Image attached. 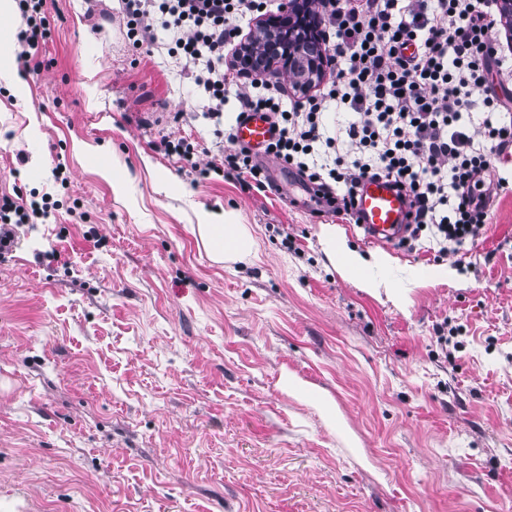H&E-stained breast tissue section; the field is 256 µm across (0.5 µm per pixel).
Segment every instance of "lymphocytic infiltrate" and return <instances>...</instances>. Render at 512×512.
<instances>
[{"instance_id":"f902f5d3","label":"lymphocytic infiltrate","mask_w":512,"mask_h":512,"mask_svg":"<svg viewBox=\"0 0 512 512\" xmlns=\"http://www.w3.org/2000/svg\"><path fill=\"white\" fill-rule=\"evenodd\" d=\"M496 0H308L324 21L318 46L326 60L341 59L316 93L285 107L278 89L255 81L232 85L222 70L224 50L242 26L277 8V0H121L134 48L152 47L154 27L168 35L170 56L201 63L194 80L208 109L222 114L235 94L244 112L267 113L278 131L265 147L273 160L298 172L303 184L336 216L353 219L357 189L366 176L388 178L410 206L409 249L461 253L489 224L496 196L512 183L495 159L512 147V100L494 83L512 81V61L501 51ZM25 26L17 35L24 63L41 69L35 49L46 43V0H17ZM350 119L336 135L324 133L329 103ZM330 163L308 164L316 147ZM224 174L242 187L267 191L266 167L248 148L219 153L199 176ZM49 204L0 197V255L12 251L16 228L46 220Z\"/></svg>"}]
</instances>
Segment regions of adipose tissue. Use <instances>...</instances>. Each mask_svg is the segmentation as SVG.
<instances>
[{
    "label": "adipose tissue",
    "mask_w": 512,
    "mask_h": 512,
    "mask_svg": "<svg viewBox=\"0 0 512 512\" xmlns=\"http://www.w3.org/2000/svg\"><path fill=\"white\" fill-rule=\"evenodd\" d=\"M200 239L213 260L243 259L253 254L254 238L246 225L240 224L232 213L210 217L199 224Z\"/></svg>",
    "instance_id": "obj_1"
}]
</instances>
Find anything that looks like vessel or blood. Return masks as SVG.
I'll list each match as a JSON object with an SVG mask.
<instances>
[{"label": "vessel or blood", "mask_w": 512, "mask_h": 512, "mask_svg": "<svg viewBox=\"0 0 512 512\" xmlns=\"http://www.w3.org/2000/svg\"><path fill=\"white\" fill-rule=\"evenodd\" d=\"M274 130L264 113L251 112L235 126V142L255 150L262 149ZM359 226L366 238L391 243L404 233L408 203L385 178L365 180L357 196Z\"/></svg>", "instance_id": "obj_1"}]
</instances>
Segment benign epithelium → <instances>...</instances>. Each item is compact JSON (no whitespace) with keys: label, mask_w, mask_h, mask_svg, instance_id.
Masks as SVG:
<instances>
[{"label":"benign epithelium","mask_w":512,"mask_h":512,"mask_svg":"<svg viewBox=\"0 0 512 512\" xmlns=\"http://www.w3.org/2000/svg\"><path fill=\"white\" fill-rule=\"evenodd\" d=\"M301 2L287 0L281 14L259 20V37L239 52L238 65L243 71H250L252 59L263 41L276 39L283 45L285 54L275 63L294 79L297 89L307 92L326 75V70L324 60L304 53L305 46L319 37L320 18L304 11Z\"/></svg>","instance_id":"benign-epithelium-1"}]
</instances>
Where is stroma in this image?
Listing matches in <instances>:
<instances>
[{"mask_svg": "<svg viewBox=\"0 0 512 512\" xmlns=\"http://www.w3.org/2000/svg\"><path fill=\"white\" fill-rule=\"evenodd\" d=\"M46 9L45 68L17 15L0 70V194L56 204L0 257V512H512V191L438 259L369 243L283 167L277 194L199 178L154 147L222 144L192 66L133 51L118 0ZM226 211L248 261L199 239ZM328 224L389 257L377 290L336 270Z\"/></svg>", "mask_w": 512, "mask_h": 512, "instance_id": "stroma-1", "label": "stroma"}]
</instances>
